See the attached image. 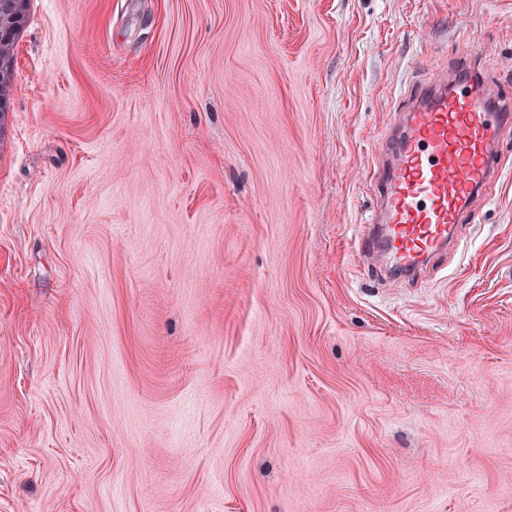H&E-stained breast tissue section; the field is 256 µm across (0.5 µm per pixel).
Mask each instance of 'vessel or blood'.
<instances>
[{"label": "vessel or blood", "instance_id": "obj_1", "mask_svg": "<svg viewBox=\"0 0 512 512\" xmlns=\"http://www.w3.org/2000/svg\"><path fill=\"white\" fill-rule=\"evenodd\" d=\"M374 146L370 190L379 203L358 239L363 257L386 254L384 278L414 279L471 223L472 201L490 196L508 160L512 96L477 44H461L447 72L415 81Z\"/></svg>", "mask_w": 512, "mask_h": 512}]
</instances>
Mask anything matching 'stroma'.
Masks as SVG:
<instances>
[{"instance_id": "1", "label": "stroma", "mask_w": 512, "mask_h": 512, "mask_svg": "<svg viewBox=\"0 0 512 512\" xmlns=\"http://www.w3.org/2000/svg\"><path fill=\"white\" fill-rule=\"evenodd\" d=\"M512 0H32L0 122V512H512V167L355 246L413 80Z\"/></svg>"}]
</instances>
